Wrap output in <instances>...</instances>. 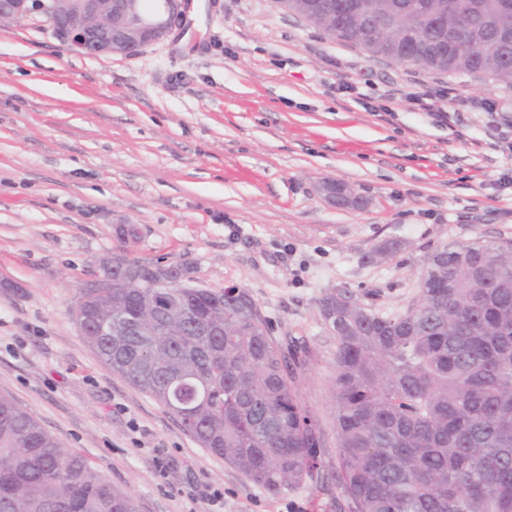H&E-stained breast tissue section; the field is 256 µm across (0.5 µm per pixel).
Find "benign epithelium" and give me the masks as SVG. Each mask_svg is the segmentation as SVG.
Instances as JSON below:
<instances>
[{"mask_svg":"<svg viewBox=\"0 0 512 512\" xmlns=\"http://www.w3.org/2000/svg\"><path fill=\"white\" fill-rule=\"evenodd\" d=\"M160 8L152 13L143 10L141 0H53L44 16L55 36L71 49L85 55L122 53L135 55L145 46L163 40L172 22L182 13L186 0H159ZM39 5L33 0H0V19L18 22L29 17ZM318 192L338 207L357 206L358 197L349 189H339L334 181H325ZM122 263V256L103 257L100 274L89 282L99 288L112 282V271ZM173 265L153 264L146 272L154 274L140 282L142 288H187L182 279L164 276Z\"/></svg>","mask_w":512,"mask_h":512,"instance_id":"1","label":"benign epithelium"}]
</instances>
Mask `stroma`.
Instances as JSON below:
<instances>
[{"instance_id":"obj_1","label":"stroma","mask_w":512,"mask_h":512,"mask_svg":"<svg viewBox=\"0 0 512 512\" xmlns=\"http://www.w3.org/2000/svg\"><path fill=\"white\" fill-rule=\"evenodd\" d=\"M416 85L453 88L452 119L402 97ZM481 97L512 104V86L371 55L277 0H189L134 56L77 54L37 14L0 26V278L18 285L0 289V394L138 512H208L215 490L224 512H336L335 448L298 486H254L103 366L72 307L114 253L239 287L276 339L308 343L300 392L332 430L320 299L401 314L435 250L512 243V152ZM324 180L364 206H329Z\"/></svg>"}]
</instances>
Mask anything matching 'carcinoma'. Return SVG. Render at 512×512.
I'll use <instances>...</instances> for the list:
<instances>
[{
	"label": "carcinoma",
	"instance_id": "cac0c4a2",
	"mask_svg": "<svg viewBox=\"0 0 512 512\" xmlns=\"http://www.w3.org/2000/svg\"><path fill=\"white\" fill-rule=\"evenodd\" d=\"M306 6L315 27L373 56L512 86V0H385L376 34L352 0ZM419 301L384 316L336 288L331 380L336 512H512V244L434 251ZM114 282L82 289L73 316L112 373L151 396L202 448L276 494L318 471L328 448L300 394L310 352L271 335L256 306L208 288ZM0 512H137L77 452L0 395Z\"/></svg>",
	"mask_w": 512,
	"mask_h": 512
}]
</instances>
